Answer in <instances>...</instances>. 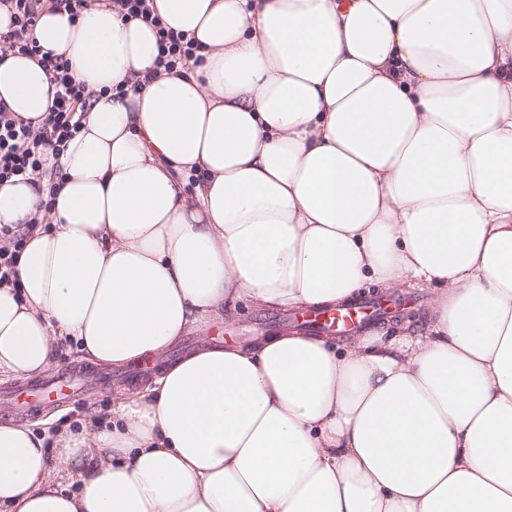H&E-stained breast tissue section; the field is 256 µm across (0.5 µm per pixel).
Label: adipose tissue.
Returning a JSON list of instances; mask_svg holds the SVG:
<instances>
[{
  "label": "adipose tissue",
  "instance_id": "1",
  "mask_svg": "<svg viewBox=\"0 0 512 512\" xmlns=\"http://www.w3.org/2000/svg\"><path fill=\"white\" fill-rule=\"evenodd\" d=\"M152 5L197 43L170 72L112 0L37 20L90 107L56 183L0 182L26 233L0 375L369 285L430 289L427 321L204 344L111 418L0 419V512H512V0ZM54 92L38 55L0 60L16 118Z\"/></svg>",
  "mask_w": 512,
  "mask_h": 512
}]
</instances>
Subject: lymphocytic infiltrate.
<instances>
[{"mask_svg":"<svg viewBox=\"0 0 512 512\" xmlns=\"http://www.w3.org/2000/svg\"><path fill=\"white\" fill-rule=\"evenodd\" d=\"M12 11L13 27L0 33V52L41 54V62L57 85L54 103L39 127L16 120L4 102L0 101V181L16 176L36 175L57 178L58 171L50 165V156L60 155L67 142L78 132V114L87 98L83 86L70 72L68 60L59 55L40 53L33 30L43 7L64 9L79 15L87 0H4ZM124 17L138 19L156 29L160 56L167 69L194 55V39L162 26L154 15L151 0H115Z\"/></svg>","mask_w":512,"mask_h":512,"instance_id":"1","label":"lymphocytic infiltrate"}]
</instances>
